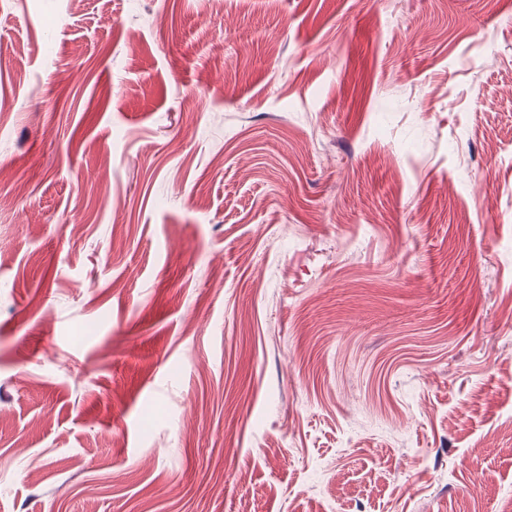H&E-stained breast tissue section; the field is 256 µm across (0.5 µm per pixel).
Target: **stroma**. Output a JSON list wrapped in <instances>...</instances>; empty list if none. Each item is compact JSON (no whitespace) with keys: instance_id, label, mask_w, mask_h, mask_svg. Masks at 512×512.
<instances>
[{"instance_id":"obj_1","label":"stroma","mask_w":512,"mask_h":512,"mask_svg":"<svg viewBox=\"0 0 512 512\" xmlns=\"http://www.w3.org/2000/svg\"><path fill=\"white\" fill-rule=\"evenodd\" d=\"M0 512H512V0H0Z\"/></svg>"}]
</instances>
